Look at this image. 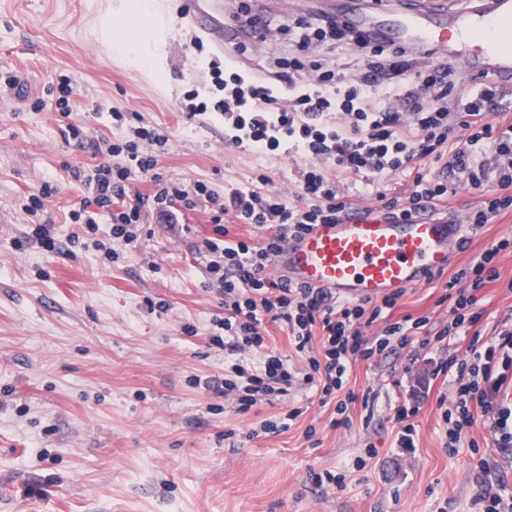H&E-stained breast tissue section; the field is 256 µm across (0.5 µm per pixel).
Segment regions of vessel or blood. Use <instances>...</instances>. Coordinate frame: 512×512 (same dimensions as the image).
<instances>
[{
    "instance_id": "obj_1",
    "label": "vessel or blood",
    "mask_w": 512,
    "mask_h": 512,
    "mask_svg": "<svg viewBox=\"0 0 512 512\" xmlns=\"http://www.w3.org/2000/svg\"><path fill=\"white\" fill-rule=\"evenodd\" d=\"M179 19L211 37L231 63L233 42L261 29L251 17L225 21L212 0H185ZM343 21L413 53H453L468 75L492 79L512 93V0H491L482 9H455L447 0H404L395 14L376 7L367 14L345 13ZM450 30L456 33L452 42L446 38ZM461 241L460 225L444 218L427 215L400 223L375 214L354 216L289 238L273 265L291 282L327 289L338 299L378 301L447 270Z\"/></svg>"
}]
</instances>
